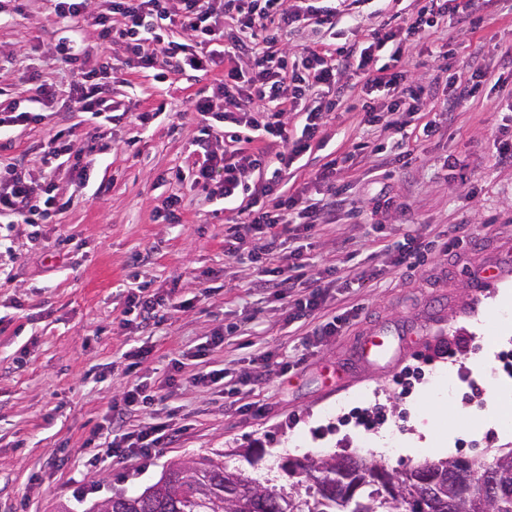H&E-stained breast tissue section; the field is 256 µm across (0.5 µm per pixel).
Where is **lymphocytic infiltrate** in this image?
<instances>
[{"instance_id":"f902f5d3","label":"lymphocytic infiltrate","mask_w":512,"mask_h":512,"mask_svg":"<svg viewBox=\"0 0 512 512\" xmlns=\"http://www.w3.org/2000/svg\"><path fill=\"white\" fill-rule=\"evenodd\" d=\"M50 15L61 35L48 47L55 64L69 70L72 80L67 89L43 80L40 72H30L26 80L34 85L37 112L12 107L0 112V131L10 127L39 123L58 99H66L77 111L102 117L111 111L108 96L112 81V58L106 49L121 45L126 68L148 74L159 83L169 75L186 71L209 72L225 66L224 78L212 94H198L189 107L200 117L195 139L197 159L191 173L175 170V181L192 180L209 189L218 186L225 203L235 202L247 190L248 170L260 167L267 158L277 166L260 194L263 203L246 211L224 232V254L237 260L249 257L278 256L275 266L262 268L257 286L275 289L289 297L299 273L306 264L299 252H283L282 237L290 224L303 221L313 229L321 211L335 207L342 193L336 175L349 154L331 157L317 171L316 178L327 188L328 196L306 207H299V196L284 181V174L303 156L312 143L327 144L328 135L321 115L335 111L339 99H328L307 108L308 98L322 88L335 86L343 68L355 67L358 96L362 99L364 121L384 134H399L411 125L419 107L429 94L425 86L412 79L405 67L409 50L432 41L445 13L470 9L476 0H441L436 10L410 16L399 26L384 21L374 28L370 44L360 54L344 47L334 48L317 39L303 45L300 64H288L274 49L284 35L307 27L333 31L342 22L354 19L352 0H48ZM95 27L103 53L91 54L72 38L80 25ZM248 56V68L236 64ZM387 89L390 101L376 102L374 94ZM223 98V111H215V98ZM307 110L300 134H290L281 119L283 113ZM257 132L262 146L247 154L235 149L243 134ZM228 142L232 152L219 150V142ZM84 148L78 147L66 130L52 134L45 146L43 163L49 183L44 196L35 197L29 184L14 171L0 174V216L20 224L47 223L67 209L52 189L61 169L85 174L88 163ZM154 394L141 381H134L124 395L122 405L107 413L114 435L102 450L109 459L132 456L151 457L155 448L167 443L165 425H151L135 432L121 431L120 425L129 407L154 401Z\"/></svg>"}]
</instances>
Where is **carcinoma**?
<instances>
[{"mask_svg":"<svg viewBox=\"0 0 512 512\" xmlns=\"http://www.w3.org/2000/svg\"><path fill=\"white\" fill-rule=\"evenodd\" d=\"M194 481H182L174 468L161 477L163 493L146 488L137 496L115 494L112 512H415L411 491L427 496L426 512H512V449L490 464L473 462L460 474L458 459L426 460L408 469L390 470L389 482L369 478L373 466L362 456L304 457L297 462L302 479L288 489L255 486L224 466L203 457Z\"/></svg>","mask_w":512,"mask_h":512,"instance_id":"obj_1","label":"carcinoma"}]
</instances>
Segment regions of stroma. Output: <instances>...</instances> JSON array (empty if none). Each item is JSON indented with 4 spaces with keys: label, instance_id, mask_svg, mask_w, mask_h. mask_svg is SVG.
Returning a JSON list of instances; mask_svg holds the SVG:
<instances>
[{
    "label": "stroma",
    "instance_id": "stroma-1",
    "mask_svg": "<svg viewBox=\"0 0 512 512\" xmlns=\"http://www.w3.org/2000/svg\"><path fill=\"white\" fill-rule=\"evenodd\" d=\"M431 0H385L382 17L360 5L359 26L342 41L361 48L380 18L404 17ZM47 0H27L23 14L0 23V55L13 63L0 72V105L34 108L36 93L22 72L37 63L50 38ZM457 81L479 68L512 66V0H490L463 20L448 16ZM223 69L158 83L118 70L112 87L115 116L110 134L85 112L65 124L76 143L93 148L88 183L67 177L73 205L32 229L0 223V512H92L117 493L138 494L168 467L201 456L223 455L225 465L264 487H286L295 478L286 459L361 455L403 469L438 459L434 449L412 453L378 450L379 432L410 437L417 410L435 370L453 369L457 406L436 417V432L455 431V457L492 461L503 443L484 430L497 407L502 383H512L501 353L512 338L484 356L487 337L512 327L495 313L500 289H512V165L498 164L493 141L512 118V99L485 83L478 103L447 113L435 103L421 111L440 135H406L386 158L362 155L343 168L339 183L347 202L334 223L305 231L290 227L287 242L310 258L309 275L338 266L345 279L329 286L319 310L294 316V299L259 294L256 266L224 255L229 213L219 198L190 181H170L173 169L191 167L198 133L189 98L211 93ZM152 112L150 128L133 114ZM361 104L349 99L327 112L328 146L312 145L291 174L304 196L322 193L315 173L328 151L374 145L376 131L362 121ZM56 116L15 127L0 138V168L21 172L35 190L45 186L38 157ZM184 198L182 221L163 220L171 194ZM460 237L449 251L441 238ZM413 238L426 249L417 267L395 265L397 245ZM217 273V286L201 283ZM176 292L191 302L170 310L156 329L125 323L130 289ZM346 314L335 334L313 329ZM223 329L224 344L206 363L182 351ZM390 344L380 359L365 356L367 339ZM460 348L449 351V341ZM149 349L139 374L127 371L124 352ZM266 360H258V352ZM182 359L183 383L174 394L161 384L172 359ZM223 370L224 381L194 383L199 372ZM158 384L154 404L131 412L128 429L165 423L170 443L145 460L129 457L87 467L108 439L100 427L111 405L122 403L134 377ZM382 408L378 430L364 431L350 415ZM482 431L479 440L471 439Z\"/></svg>",
    "mask_w": 512,
    "mask_h": 512
}]
</instances>
